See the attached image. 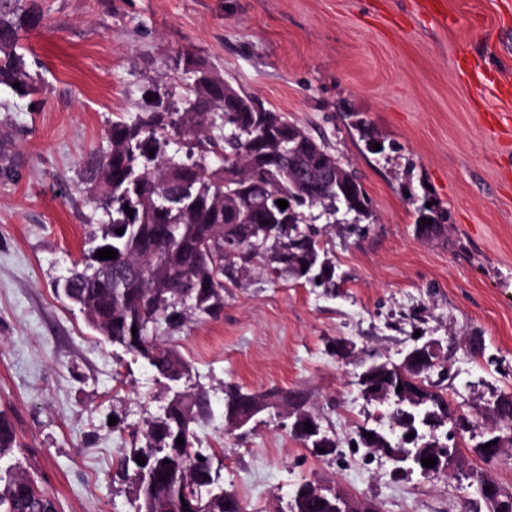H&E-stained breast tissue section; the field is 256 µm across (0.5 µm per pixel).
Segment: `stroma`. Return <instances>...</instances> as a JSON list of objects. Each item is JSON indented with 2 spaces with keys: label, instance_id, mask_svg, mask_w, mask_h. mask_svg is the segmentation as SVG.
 <instances>
[{
  "label": "stroma",
  "instance_id": "stroma-1",
  "mask_svg": "<svg viewBox=\"0 0 512 512\" xmlns=\"http://www.w3.org/2000/svg\"><path fill=\"white\" fill-rule=\"evenodd\" d=\"M36 3L44 25L23 43L40 91L0 88V413L15 462L57 512H134L120 462L172 397L55 286L100 230L81 159L112 120L144 108L149 84L180 93L188 53L326 141L369 209L354 224L315 218L335 294L256 271L225 289L219 317H190L169 338L187 365L180 391L209 403L195 432L214 474L246 512H276L303 481L337 483L380 512H466L473 470L512 489V450L488 465L464 440L448 475L427 478L353 446L360 427L388 425L359 373L374 354L401 362L418 338L439 342L442 392L480 430L512 392V0H441L437 16L419 0ZM425 202L443 235L417 236ZM338 339L350 359L332 353ZM228 383L301 394L335 454L303 447L275 414L245 439L225 434Z\"/></svg>",
  "mask_w": 512,
  "mask_h": 512
}]
</instances>
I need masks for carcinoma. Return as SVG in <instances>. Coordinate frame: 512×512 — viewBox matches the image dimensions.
Returning <instances> with one entry per match:
<instances>
[{
    "label": "carcinoma",
    "instance_id": "carcinoma-1",
    "mask_svg": "<svg viewBox=\"0 0 512 512\" xmlns=\"http://www.w3.org/2000/svg\"><path fill=\"white\" fill-rule=\"evenodd\" d=\"M31 2L0 0V87L22 96L35 87L21 40L42 22ZM195 69L194 75H185V91L177 101L168 102L170 94L157 86L148 88L145 94L153 100L135 116L112 122L105 145L82 160L83 192L102 234L90 239L85 268L72 273L69 286L57 288L67 301L90 312L88 324L105 341L143 358L159 378L173 384L185 377L187 366L158 340L157 328L163 324L180 330L189 311L220 316L224 288L248 272L263 269L304 280L316 274L318 286L336 287L334 266L321 257L315 234L300 225L309 221L307 208H333L334 198L345 193L334 186L297 195L286 140L275 138L266 145L277 160L254 161L252 143L290 121L262 105L257 112L237 111L229 99L249 104L255 99L205 67ZM210 154L222 164L209 167ZM279 199L288 207L280 208ZM104 248L117 251L116 257L95 258ZM97 264L112 267V281L89 280ZM371 365L378 373L367 375L361 387L405 385L427 396L426 410L433 417L450 413L444 394L430 381L435 367L403 372L387 360ZM281 394V389L250 392L229 383L224 408L247 407L257 399L269 400L272 407ZM495 410L501 428L512 432V394H502ZM208 416L204 399L182 394L169 401L163 414L145 421L146 445L123 461L124 471L133 473L135 512H195L197 486L212 477V462L207 456L198 459L193 425ZM179 437L184 444H177ZM14 443L12 424L0 414V460L11 456ZM138 455L145 464L136 462ZM307 485H296L279 512H336L318 502ZM214 494L206 512H244L233 491L220 486ZM49 503L50 496L21 474L10 476L0 490V512H41Z\"/></svg>",
    "mask_w": 512,
    "mask_h": 512
}]
</instances>
